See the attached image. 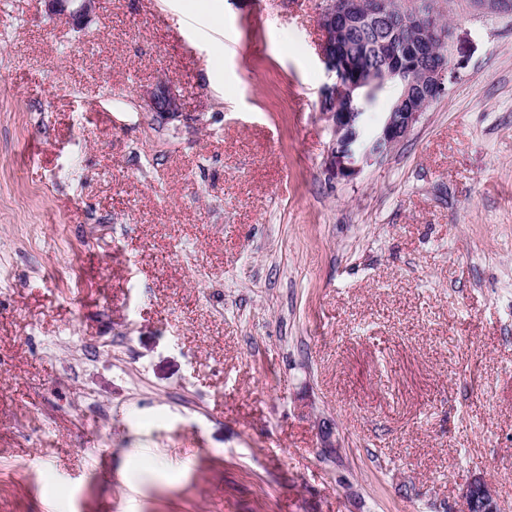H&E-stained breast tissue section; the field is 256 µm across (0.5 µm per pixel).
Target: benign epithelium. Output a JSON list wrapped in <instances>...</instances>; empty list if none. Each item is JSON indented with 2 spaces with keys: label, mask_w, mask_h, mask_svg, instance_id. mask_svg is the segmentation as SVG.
I'll use <instances>...</instances> for the list:
<instances>
[{
  "label": "benign epithelium",
  "mask_w": 512,
  "mask_h": 512,
  "mask_svg": "<svg viewBox=\"0 0 512 512\" xmlns=\"http://www.w3.org/2000/svg\"><path fill=\"white\" fill-rule=\"evenodd\" d=\"M46 13L64 16L73 26H83L96 9L97 0H39ZM472 6L486 14L508 15L512 4L507 0H473ZM400 14L411 30L419 33L412 42L397 39V33L386 41L370 46L379 58V68L351 65V45L343 44L340 36L356 33L377 20ZM449 12L446 0H321L318 5L317 26L321 33L319 58L331 79L324 85L321 108L332 133V142L325 162L332 178L350 179L362 165L388 154L408 136L425 113L447 90L459 68L452 55L453 26L441 30L438 19ZM430 55L441 58L436 66L427 65ZM393 84L401 89L395 111L385 113L380 125L371 135L372 143L351 146L353 125L358 113L351 111L354 100L366 99L368 92ZM142 102L163 119L177 117L182 100L174 87L159 82L142 93ZM466 512H499L487 484L478 479L466 490Z\"/></svg>",
  "instance_id": "1"
}]
</instances>
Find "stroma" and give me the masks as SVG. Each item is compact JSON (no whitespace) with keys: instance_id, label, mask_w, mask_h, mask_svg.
Here are the masks:
<instances>
[{"instance_id":"1","label":"stroma","mask_w":512,"mask_h":512,"mask_svg":"<svg viewBox=\"0 0 512 512\" xmlns=\"http://www.w3.org/2000/svg\"><path fill=\"white\" fill-rule=\"evenodd\" d=\"M316 4L0 0V512H512V18L337 180ZM38 2L44 4L46 13L65 16L77 28L86 23L98 3L97 0H39ZM142 102L150 112L163 119L178 117L182 111V100L174 87L166 81L159 82L142 93ZM466 512H499L487 484L483 480H474L466 490Z\"/></svg>"}]
</instances>
